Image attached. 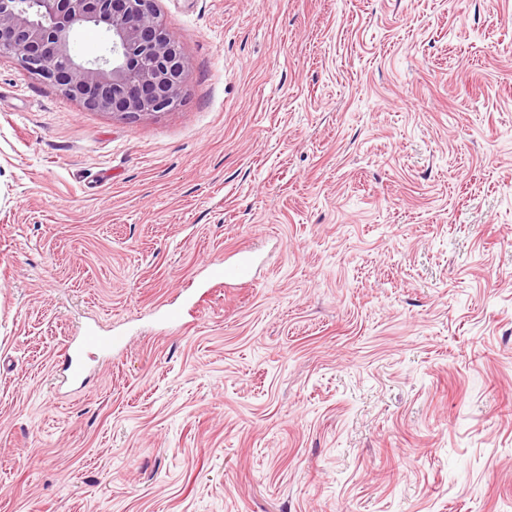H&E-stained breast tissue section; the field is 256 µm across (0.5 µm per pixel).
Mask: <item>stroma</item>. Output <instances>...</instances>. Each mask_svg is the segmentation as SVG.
<instances>
[{
    "mask_svg": "<svg viewBox=\"0 0 512 512\" xmlns=\"http://www.w3.org/2000/svg\"><path fill=\"white\" fill-rule=\"evenodd\" d=\"M157 5L163 112L0 56V512H512V0ZM236 260L216 263L207 266L208 279L213 282H224L225 285H246L253 279L254 264L252 258L244 251ZM124 336H97L85 332L75 336L68 346L66 359L58 375L60 386L79 381L85 369L84 356L95 355L99 351L114 352L122 348Z\"/></svg>",
    "mask_w": 512,
    "mask_h": 512,
    "instance_id": "35a3bbf8",
    "label": "stroma"
}]
</instances>
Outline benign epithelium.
Here are the masks:
<instances>
[{"label":"benign epithelium","mask_w":512,"mask_h":512,"mask_svg":"<svg viewBox=\"0 0 512 512\" xmlns=\"http://www.w3.org/2000/svg\"><path fill=\"white\" fill-rule=\"evenodd\" d=\"M104 30L105 53L82 59L73 35ZM56 86L91 111L121 119L174 107L189 61L171 39L156 0H0V55Z\"/></svg>","instance_id":"benign-epithelium-1"}]
</instances>
